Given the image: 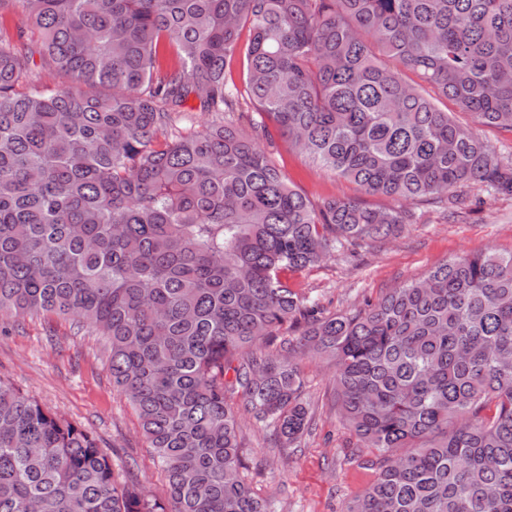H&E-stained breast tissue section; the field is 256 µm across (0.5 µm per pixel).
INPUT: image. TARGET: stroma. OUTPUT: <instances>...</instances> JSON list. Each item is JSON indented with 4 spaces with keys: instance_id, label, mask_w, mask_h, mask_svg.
Instances as JSON below:
<instances>
[{
    "instance_id": "35a3bbf8",
    "label": "stroma",
    "mask_w": 512,
    "mask_h": 512,
    "mask_svg": "<svg viewBox=\"0 0 512 512\" xmlns=\"http://www.w3.org/2000/svg\"><path fill=\"white\" fill-rule=\"evenodd\" d=\"M268 150L291 185L314 204L356 196L354 184L318 168L287 138L275 136ZM415 212V222L404 225L395 238L345 244L319 265L290 274L292 288L319 299L328 312H343L456 256L512 252V199L480 193L470 217L456 224L425 205ZM300 371L314 425L297 449L280 451L270 430L254 420L242 400H235L246 474L254 490L274 497L282 512H340L371 474L344 459L356 439L336 416L330 367L306 358ZM0 379L90 431L121 479L164 497V475L139 431L134 409L112 386L101 337L75 333L70 321L55 316L7 325L0 330Z\"/></svg>"
}]
</instances>
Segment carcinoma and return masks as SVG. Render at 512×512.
Masks as SVG:
<instances>
[{
  "mask_svg": "<svg viewBox=\"0 0 512 512\" xmlns=\"http://www.w3.org/2000/svg\"><path fill=\"white\" fill-rule=\"evenodd\" d=\"M9 10L0 322L57 316L105 338L167 496L120 480L90 432L0 380V512H277L244 475L232 401L299 447L305 356L331 365L353 461L375 474L343 512H512V253L457 256L333 314L287 277L390 239L414 205L465 217L463 186L512 198V159L477 131L512 132V0ZM241 54L242 91L226 78ZM191 99L212 115L198 130L180 123ZM274 130L397 205L313 204L260 146Z\"/></svg>",
  "mask_w": 512,
  "mask_h": 512,
  "instance_id": "cac0c4a2",
  "label": "carcinoma"
}]
</instances>
